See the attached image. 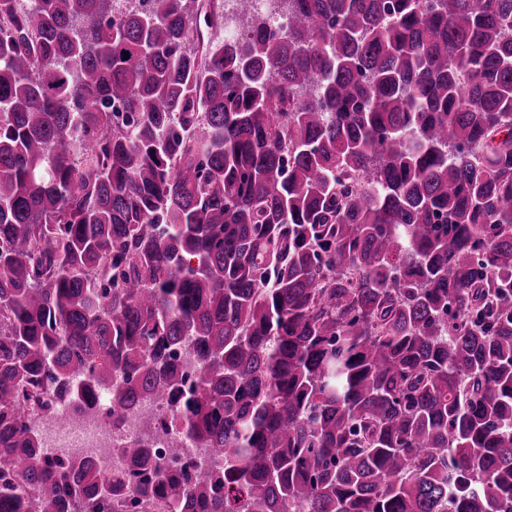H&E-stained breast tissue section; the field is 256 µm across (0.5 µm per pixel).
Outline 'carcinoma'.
Segmentation results:
<instances>
[{"mask_svg":"<svg viewBox=\"0 0 512 512\" xmlns=\"http://www.w3.org/2000/svg\"><path fill=\"white\" fill-rule=\"evenodd\" d=\"M250 2L0 0V512H512V0ZM111 412L112 398L102 394L95 413L62 403L51 418L30 421L29 425L38 437L43 459L63 456L78 462L88 460L101 472L113 474L126 471L127 462L120 448L141 434L144 419L152 413L158 418H168L167 429L154 442L156 450L164 452L172 440L179 439L184 448L180 459L190 463L193 469L208 471L216 463L208 448H198L196 441L182 438L171 410L152 397H144L129 408L119 428L113 427Z\"/></svg>","mask_w":512,"mask_h":512,"instance_id":"cac0c4a2","label":"carcinoma"}]
</instances>
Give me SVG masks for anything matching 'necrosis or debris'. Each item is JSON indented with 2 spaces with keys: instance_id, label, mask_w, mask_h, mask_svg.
<instances>
[{
  "instance_id": "necrosis-or-debris-1",
  "label": "necrosis or debris",
  "mask_w": 512,
  "mask_h": 512,
  "mask_svg": "<svg viewBox=\"0 0 512 512\" xmlns=\"http://www.w3.org/2000/svg\"><path fill=\"white\" fill-rule=\"evenodd\" d=\"M111 412L112 398L103 394L95 412L87 413L74 404L63 403L51 418L32 421L30 427L38 437L42 458L63 456L78 462L87 460L107 474L124 472L127 462L121 450L128 440L140 435L144 419L151 414L169 419L167 429L154 443L157 450H165L172 440L182 439L180 426L171 419L170 409L154 398H144L129 408L117 428L112 425ZM182 441V461L201 471L213 467L216 459L209 449L198 447L191 439Z\"/></svg>"
}]
</instances>
